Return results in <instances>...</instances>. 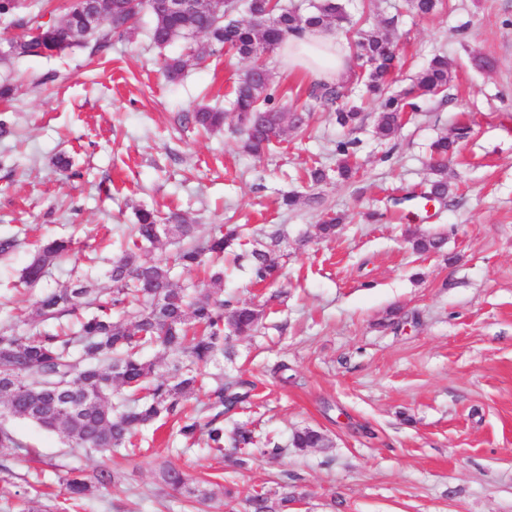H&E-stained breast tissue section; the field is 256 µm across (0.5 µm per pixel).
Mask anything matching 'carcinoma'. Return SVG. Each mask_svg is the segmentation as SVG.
<instances>
[{
	"mask_svg": "<svg viewBox=\"0 0 512 512\" xmlns=\"http://www.w3.org/2000/svg\"><path fill=\"white\" fill-rule=\"evenodd\" d=\"M97 0H86L87 8L66 7L59 21L43 25L36 17L25 13L27 0H0V18L10 17L19 27L30 26L31 33L13 38L9 46L0 48V61L15 56L51 57L74 47L94 43L102 48L111 36H133L139 19L123 10L124 0H107L103 23L93 34H86V18L95 10ZM441 0H410L411 10L420 17L437 11ZM245 10L248 19L238 18ZM152 17L151 41L162 47L174 40L189 44L187 52L169 57L164 62L166 76L171 81L182 77L187 68L198 66L207 58L223 52H233L250 60V66L235 80L232 87L233 120L243 135V150L258 156L290 128L303 131L308 121L295 122L291 110L276 103L271 91L272 75H261L267 69L263 56L278 47L290 35L314 27L342 28L348 21L341 0H317L309 9L282 3V0H223L220 11L210 16L202 10L191 19L173 14L164 8V0H156L149 8ZM204 36L206 45L199 47L196 39ZM355 55L365 58L366 66L351 78L365 83L379 103L377 133L392 137L400 127L405 108L419 109L418 102L442 93L448 86L452 63L437 55L417 76L413 85L399 96L387 94L389 77L398 58L397 46L386 27L364 31L355 44ZM314 98L336 112L337 123L353 125L359 111L336 106L344 95L347 83L316 82ZM228 113L199 108L186 116L194 125L208 131H219ZM470 133V127L460 125L451 136H443L431 145L435 164L432 178L420 198L434 194L444 200L449 194L448 158ZM357 141L343 139L336 143L341 156L337 171L349 179L355 173L350 158ZM132 247L112 264V291L99 295L77 281L64 288L44 292L36 302V311L45 320L78 316V329L71 333L43 332L30 335L15 322L0 330V351L8 353L7 374L11 386L0 390V402L12 417L28 421L46 431L61 434L70 444L85 450L107 453L134 445L136 432L153 422L180 413L181 398L204 387L208 402L200 411L210 413V419L200 424L192 415L185 416L179 434L188 441L196 434L206 433V445L213 451L224 450V441L242 450L253 444L252 432L236 429L225 437L221 417L248 398L240 392L237 381H224V375L203 377L201 368L230 357L225 349L232 336L249 335L262 320L263 311L246 303H231L221 299L224 288V268L214 265L208 288L194 294L173 281L172 267L148 261L143 252L161 241L176 236L186 241L175 256L174 264L183 268L202 267L210 259H218L241 245L243 228L233 224L196 240V225L180 214L161 216L160 212L142 207L135 212ZM413 249L421 253L440 252L445 239L438 235H423L412 240ZM72 240L55 239L38 247L32 261L23 269L20 283L36 287L45 278L53 263L71 249ZM236 264L246 263L255 283L269 285L279 275L278 264L269 248H254L235 255ZM156 346L165 352L181 354L186 361L175 366L168 377L157 376L156 365L143 360L139 352L144 346ZM87 395L90 405L78 415L61 410L65 393ZM295 448H324L325 435L313 428L296 432ZM27 444L12 431L0 426V457L26 451ZM165 484L181 489L186 486L184 473L172 466L160 469ZM118 475L107 469L90 475L72 470L62 477L65 490L74 499L95 495L117 481ZM295 496L284 490L269 494L257 492L249 497L251 512H288Z\"/></svg>",
	"mask_w": 512,
	"mask_h": 512,
	"instance_id": "cac0c4a2",
	"label": "carcinoma"
}]
</instances>
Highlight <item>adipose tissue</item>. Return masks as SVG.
<instances>
[{
  "label": "adipose tissue",
  "instance_id": "adipose-tissue-1",
  "mask_svg": "<svg viewBox=\"0 0 512 512\" xmlns=\"http://www.w3.org/2000/svg\"><path fill=\"white\" fill-rule=\"evenodd\" d=\"M279 54L289 66L301 67L319 81L333 82L343 78L348 69L347 52L335 31L308 29L289 36Z\"/></svg>",
  "mask_w": 512,
  "mask_h": 512
}]
</instances>
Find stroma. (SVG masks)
I'll return each mask as SVG.
<instances>
[{
	"mask_svg": "<svg viewBox=\"0 0 512 512\" xmlns=\"http://www.w3.org/2000/svg\"><path fill=\"white\" fill-rule=\"evenodd\" d=\"M346 4L345 47L383 22L400 47L390 93L434 55L453 63L447 90L387 140L375 133L376 108L351 131L309 104L310 75L274 51L278 103L309 108V126L262 157L243 153L234 123L207 132L184 116L228 108L247 61L214 57L168 82L163 61L184 44H153L147 16L99 50L0 63V85L13 88L0 131V238L20 241L0 255V326L20 307L26 332L42 330L45 289L83 280L109 291L139 206L184 213L202 236L223 224L247 225L249 244L281 236L272 286L224 261V298L263 312L257 332L230 339L233 358L211 367L249 392L223 421L251 429L252 448L208 451L170 420L130 451L100 454L12 420L34 457L8 459L0 512H251L253 492L283 487L295 496L288 512H512V0H444L426 18L408 0ZM461 123L471 132L448 164L446 205L415 208L405 197L425 189L430 143ZM348 137L358 142L350 182L335 174V145ZM61 157L81 178L57 166ZM317 164L329 176L314 186L306 171ZM288 193L301 197L292 211L280 206ZM329 213L343 221L324 240L316 226ZM435 234L443 253L412 250L414 236ZM54 236L73 237L71 251L39 288L14 290L35 244ZM307 427L329 447H292ZM165 462L185 472L187 489L161 484ZM101 468L117 483L72 504L61 477ZM191 488L208 499H190Z\"/></svg>",
	"mask_w": 512,
	"mask_h": 512,
	"instance_id": "stroma-1",
	"label": "stroma"
}]
</instances>
